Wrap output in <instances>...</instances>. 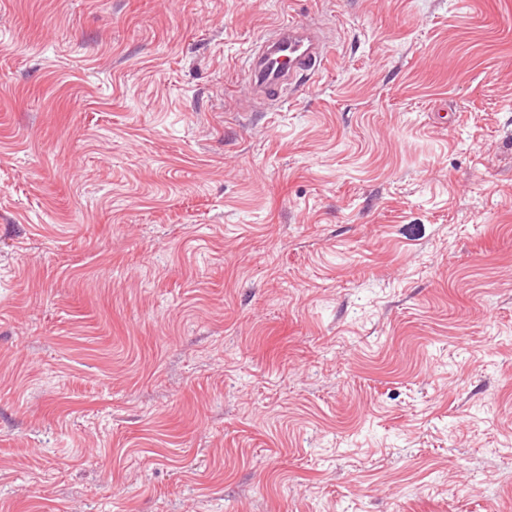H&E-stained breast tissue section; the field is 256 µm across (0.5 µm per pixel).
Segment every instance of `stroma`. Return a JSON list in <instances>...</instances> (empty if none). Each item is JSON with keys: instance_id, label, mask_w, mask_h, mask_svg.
<instances>
[{"instance_id": "1", "label": "stroma", "mask_w": 512, "mask_h": 512, "mask_svg": "<svg viewBox=\"0 0 512 512\" xmlns=\"http://www.w3.org/2000/svg\"><path fill=\"white\" fill-rule=\"evenodd\" d=\"M0 512H512V0H0ZM333 54V43L315 21L273 25L246 50L250 107L269 111L286 94L305 88Z\"/></svg>"}]
</instances>
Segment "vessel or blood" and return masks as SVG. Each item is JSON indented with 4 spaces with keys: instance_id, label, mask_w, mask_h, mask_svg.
I'll return each mask as SVG.
<instances>
[{
    "instance_id": "1",
    "label": "vessel or blood",
    "mask_w": 512,
    "mask_h": 512,
    "mask_svg": "<svg viewBox=\"0 0 512 512\" xmlns=\"http://www.w3.org/2000/svg\"><path fill=\"white\" fill-rule=\"evenodd\" d=\"M332 54V41L315 21L273 25L246 50L249 106L259 111L274 108L320 74Z\"/></svg>"
}]
</instances>
